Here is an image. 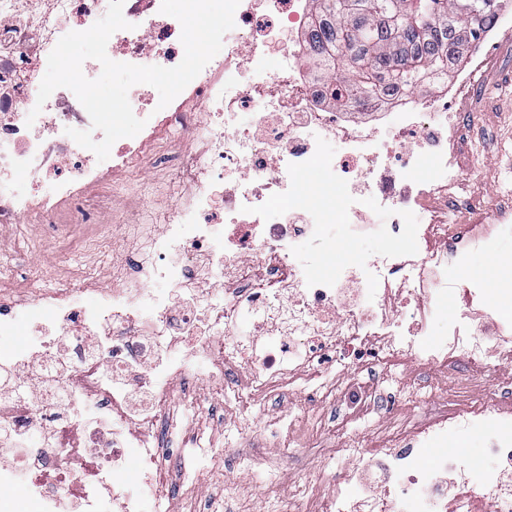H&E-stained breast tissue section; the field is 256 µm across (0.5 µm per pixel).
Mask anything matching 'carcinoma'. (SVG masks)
Masks as SVG:
<instances>
[{
	"mask_svg": "<svg viewBox=\"0 0 512 512\" xmlns=\"http://www.w3.org/2000/svg\"><path fill=\"white\" fill-rule=\"evenodd\" d=\"M500 0H316L312 42L331 72L345 61L354 104L406 93L462 62L489 28Z\"/></svg>",
	"mask_w": 512,
	"mask_h": 512,
	"instance_id": "carcinoma-1",
	"label": "carcinoma"
}]
</instances>
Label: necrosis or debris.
<instances>
[{
  "label": "necrosis or debris",
  "mask_w": 512,
  "mask_h": 512,
  "mask_svg": "<svg viewBox=\"0 0 512 512\" xmlns=\"http://www.w3.org/2000/svg\"><path fill=\"white\" fill-rule=\"evenodd\" d=\"M29 2L0 0V229L32 219L55 227L90 223L95 203L111 196L108 177L117 174L126 207L111 235L98 230L94 240L119 251L133 239L139 248L91 308L83 300L87 267L53 276L50 292L0 290V334L21 314L53 310L46 336L0 350L1 374H38L33 394L0 389V446L40 424L47 431L44 443L0 464V484L21 469L34 474L18 487L14 508L34 500L41 512H58L67 498L74 512H100L97 492L105 486L114 512H140V497L127 490L130 471L157 470L156 425L177 407V379L225 390L237 374L241 388L259 397L297 375V353L326 372L358 364L368 381L347 416L360 419L383 408L379 386L405 354L427 366L466 362L492 375L512 361V320L495 317L491 289L466 267L468 253L512 229V206L490 217L479 198L460 195L464 166L454 147L458 125L449 118L512 36V5L501 6L480 46L436 80L433 94L351 107L337 99L341 77L323 80L312 69L308 0H240L223 53L166 107L146 93L132 98L146 125L101 162L63 136L77 128L103 137L71 90L56 89L41 107L36 101L59 39L90 28L108 0H50L37 13ZM160 6L125 0L131 27L110 37L111 60L181 62V25ZM242 111L252 115L245 127L237 123ZM157 126L168 141L155 139ZM320 138L339 143L332 169L355 199L350 221L362 217L368 197L392 209L386 227L395 235L403 229L400 211L428 213L415 255L372 257L366 268L343 270L333 286H307L291 248L311 238V215L293 209L266 221L252 209L289 189V164L311 158ZM148 171L156 198L176 195L158 213L141 193ZM370 273L378 278L373 294ZM456 291L465 310L426 343L429 321ZM396 292L404 296L397 307ZM476 315L491 319V329L471 331ZM175 345L182 351L172 359L167 351ZM390 443L391 450L371 455L360 443L342 442L323 478L336 486L372 476L397 480L413 512H512V476L464 487L452 500L440 477L453 469L467 478L461 455L442 448L424 467L405 432Z\"/></svg>",
  "instance_id": "necrosis-or-debris-1"
}]
</instances>
